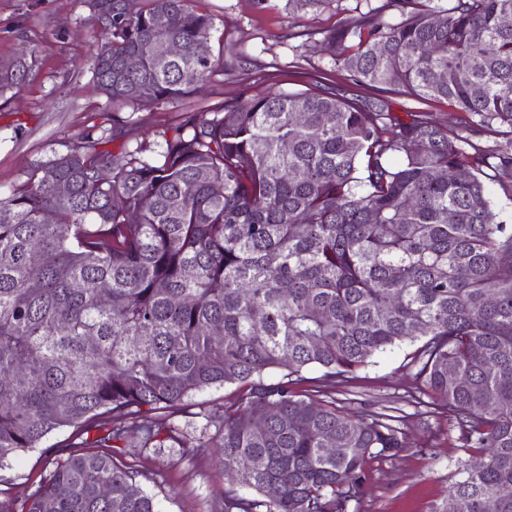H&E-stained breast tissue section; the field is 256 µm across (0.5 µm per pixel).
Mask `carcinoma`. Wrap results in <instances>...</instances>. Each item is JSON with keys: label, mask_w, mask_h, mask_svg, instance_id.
Wrapping results in <instances>:
<instances>
[{"label": "carcinoma", "mask_w": 512, "mask_h": 512, "mask_svg": "<svg viewBox=\"0 0 512 512\" xmlns=\"http://www.w3.org/2000/svg\"><path fill=\"white\" fill-rule=\"evenodd\" d=\"M88 4L112 104L179 100L214 72L193 50L213 18L192 0ZM169 41L184 53L166 56ZM323 45L374 95L216 104L118 154L100 126L0 196V469L60 428L95 432L21 508L0 496V512H160L117 455L170 442L221 449L237 476L224 512H349L367 462L402 453L405 433L390 415L304 397L294 379L343 378L416 342L425 406L484 456L458 463L456 512H512V230L491 201L512 183V154L493 153L492 177L491 157L465 149L470 126L402 118L388 100L446 99L512 145V0H385ZM26 71L23 55L1 64L0 94ZM272 371L283 379L266 382ZM225 385L237 402L187 441L153 419Z\"/></svg>", "instance_id": "cac0c4a2"}]
</instances>
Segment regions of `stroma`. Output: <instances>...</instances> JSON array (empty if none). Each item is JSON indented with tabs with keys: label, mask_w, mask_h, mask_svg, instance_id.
Segmentation results:
<instances>
[{
	"label": "stroma",
	"mask_w": 512,
	"mask_h": 512,
	"mask_svg": "<svg viewBox=\"0 0 512 512\" xmlns=\"http://www.w3.org/2000/svg\"><path fill=\"white\" fill-rule=\"evenodd\" d=\"M383 0H332L330 5L293 10L289 0H196L197 11L211 14L210 50L224 63L203 93L176 101L111 105L93 73L100 39L96 17L85 0H0V63L26 52L28 74L20 86L0 96V193H8L33 161L63 154L92 127H115L113 152L138 141L159 140L184 111L249 98L262 92H297L313 85L320 72L326 86L341 82L340 72L322 50L327 34L341 22L359 20ZM397 114L411 111L438 125L467 121L447 100L418 102L391 95ZM413 347L405 345L374 358L346 379L327 384L311 368L296 385L299 393L336 399L355 414L385 406L402 410L410 442L401 456L374 459L356 512H432L446 505L450 477L463 459L458 431L443 414L422 415ZM80 431L64 427L37 447L21 452L0 470V491L24 502L45 482L58 461L67 458ZM213 451L198 448L143 450L124 456L137 471L138 484L155 496L161 512H224L225 475L212 464Z\"/></svg>",
	"instance_id": "1"
}]
</instances>
